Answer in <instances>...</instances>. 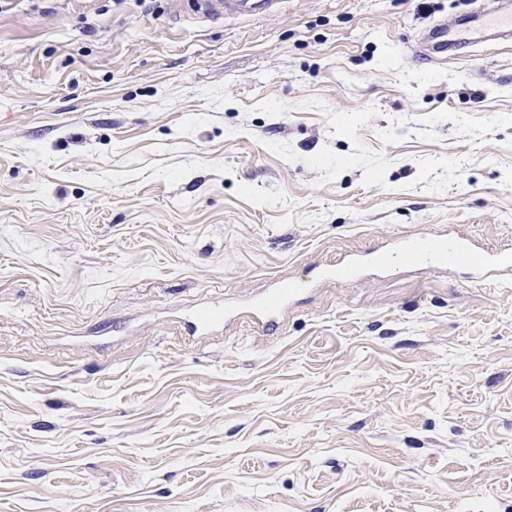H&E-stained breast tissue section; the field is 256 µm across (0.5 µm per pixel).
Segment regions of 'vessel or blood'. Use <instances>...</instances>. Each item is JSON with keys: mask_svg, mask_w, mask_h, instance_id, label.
Masks as SVG:
<instances>
[{"mask_svg": "<svg viewBox=\"0 0 512 512\" xmlns=\"http://www.w3.org/2000/svg\"><path fill=\"white\" fill-rule=\"evenodd\" d=\"M277 0H199L197 15L213 21L238 12H268ZM512 40V5L507 0H487L481 8L461 17L442 18L422 30L412 47L416 59L438 62L465 54L481 42ZM400 272L428 267L467 270L473 285L512 282V250L477 244L451 233L443 237L399 236L391 248L370 250L349 260L322 267L321 280L349 284L361 280L365 268ZM297 292L294 283L274 282L263 296L249 300L245 314L263 327H274Z\"/></svg>", "mask_w": 512, "mask_h": 512, "instance_id": "b4317fda", "label": "vessel or blood"}]
</instances>
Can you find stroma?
Masks as SVG:
<instances>
[{"label": "stroma", "instance_id": "1", "mask_svg": "<svg viewBox=\"0 0 512 512\" xmlns=\"http://www.w3.org/2000/svg\"><path fill=\"white\" fill-rule=\"evenodd\" d=\"M0 0V512H512V285L305 264L512 246V44L470 0ZM195 12L211 21H223L224 16L238 12L252 15L267 13L277 0H201ZM512 40V9L507 1L484 3L460 18H442L421 31L412 53L426 63L466 54L480 42ZM299 290L292 282L276 281L263 296L244 304L243 313L264 328L274 327Z\"/></svg>", "mask_w": 512, "mask_h": 512}]
</instances>
